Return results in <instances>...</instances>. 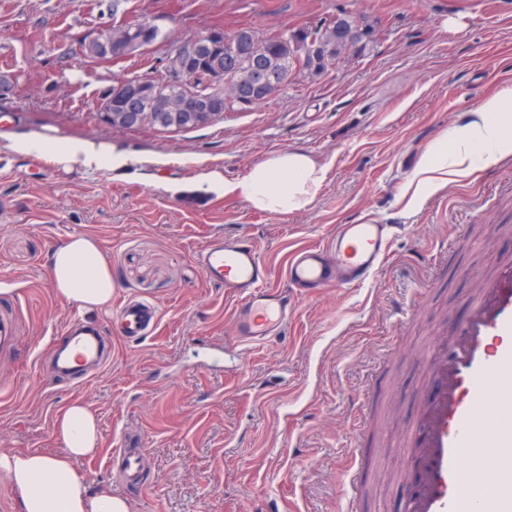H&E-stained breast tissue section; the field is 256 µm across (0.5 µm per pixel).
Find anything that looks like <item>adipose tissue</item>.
Instances as JSON below:
<instances>
[{"mask_svg": "<svg viewBox=\"0 0 512 512\" xmlns=\"http://www.w3.org/2000/svg\"><path fill=\"white\" fill-rule=\"evenodd\" d=\"M59 162L87 168L109 164L128 167L130 159L115 146L93 141H59L53 146ZM512 154V91L486 98L470 120L453 127L432 145L417 177L420 186L444 187L465 162L491 165ZM326 178V168L299 150L277 152L227 180L211 169L202 183L210 189L244 199L255 209L277 214L309 206ZM52 283L58 294L88 309H102L112 301V269L98 241L71 237L51 256ZM62 445L58 454L38 450L0 451V474L19 495V512H129L127 502L106 490L95 491L74 470L76 461L93 456L100 443V422L91 405L75 401L54 419Z\"/></svg>", "mask_w": 512, "mask_h": 512, "instance_id": "obj_1", "label": "adipose tissue"}]
</instances>
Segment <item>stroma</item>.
I'll return each mask as SVG.
<instances>
[{
  "mask_svg": "<svg viewBox=\"0 0 512 512\" xmlns=\"http://www.w3.org/2000/svg\"><path fill=\"white\" fill-rule=\"evenodd\" d=\"M341 7L377 21L376 41L253 111L178 133L97 120L103 91L155 75L167 46L92 61L80 54L89 34L141 15L178 37L216 25L276 33ZM4 76L13 87L0 94V288L15 290L22 325L17 350L0 353V448L60 452L54 417L82 400L100 416L101 445L78 473L130 512H345L354 473L359 512H405L416 482L400 446L431 393L435 337L512 258V156L465 166L414 206L415 174L449 126L512 89V0H0ZM22 136L111 144L132 162L121 172L66 167L9 150ZM286 149L327 167L302 211L264 213L199 187L204 169L234 180ZM366 214L399 227L382 268L361 287L300 301L282 335L238 342L234 301L205 281L194 252L251 235L279 286L291 249ZM77 234L97 239L113 303L159 310L154 333L113 338L88 381L55 377L45 354L74 315H112L52 285L51 256ZM120 446L141 449L144 486L123 483Z\"/></svg>",
  "mask_w": 512,
  "mask_h": 512,
  "instance_id": "35a3bbf8",
  "label": "stroma"
}]
</instances>
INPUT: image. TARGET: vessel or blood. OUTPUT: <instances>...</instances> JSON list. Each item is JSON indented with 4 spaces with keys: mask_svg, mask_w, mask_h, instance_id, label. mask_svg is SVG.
<instances>
[{
    "mask_svg": "<svg viewBox=\"0 0 512 512\" xmlns=\"http://www.w3.org/2000/svg\"><path fill=\"white\" fill-rule=\"evenodd\" d=\"M396 234V225L371 218L336 225L326 243L290 252L279 287L269 286L258 246L246 235L210 241L194 262L208 283L233 297L237 339L260 343L287 327L303 289L363 284L384 263ZM157 318L156 306L126 299L113 323L124 340L134 341L151 332ZM65 334V344L52 350L56 372L102 364L108 346L101 326L76 319ZM451 337L449 355L431 366L435 392L407 450L418 482L405 512H512V456L488 467L465 463L474 452L512 447V265L485 282Z\"/></svg>",
    "mask_w": 512,
    "mask_h": 512,
    "instance_id": "b4317fda",
    "label": "vessel or blood"
}]
</instances>
